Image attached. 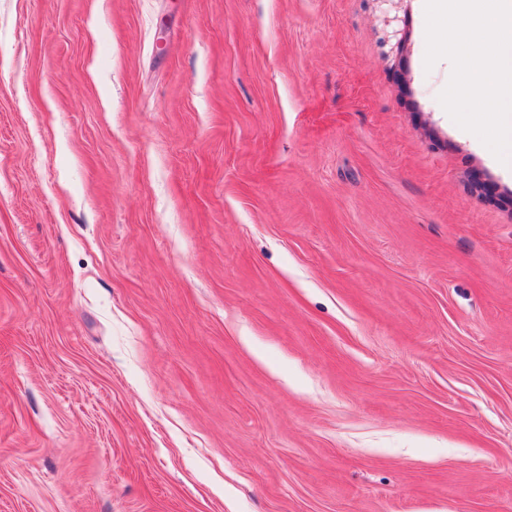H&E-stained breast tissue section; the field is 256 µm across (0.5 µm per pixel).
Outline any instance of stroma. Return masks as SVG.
Returning a JSON list of instances; mask_svg holds the SVG:
<instances>
[{
    "label": "stroma",
    "mask_w": 512,
    "mask_h": 512,
    "mask_svg": "<svg viewBox=\"0 0 512 512\" xmlns=\"http://www.w3.org/2000/svg\"><path fill=\"white\" fill-rule=\"evenodd\" d=\"M369 0H0V512H512V172ZM370 1L373 3V20L381 56L395 64L406 48L411 0Z\"/></svg>",
    "instance_id": "stroma-1"
}]
</instances>
